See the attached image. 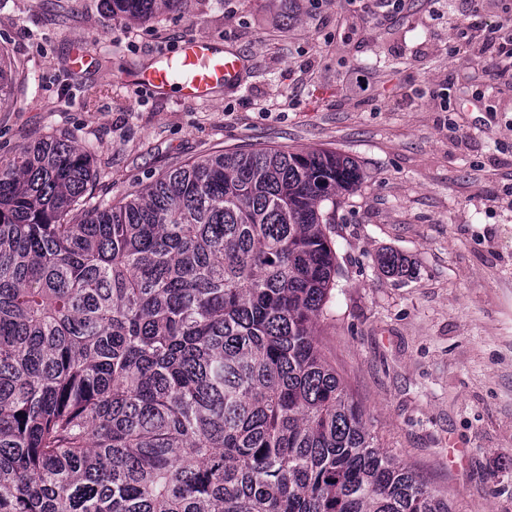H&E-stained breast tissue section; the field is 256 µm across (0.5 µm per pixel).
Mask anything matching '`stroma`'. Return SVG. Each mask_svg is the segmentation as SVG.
Here are the masks:
<instances>
[{
	"instance_id": "1",
	"label": "stroma",
	"mask_w": 512,
	"mask_h": 512,
	"mask_svg": "<svg viewBox=\"0 0 512 512\" xmlns=\"http://www.w3.org/2000/svg\"><path fill=\"white\" fill-rule=\"evenodd\" d=\"M468 0H191L145 23L108 0H0L25 79L0 164L47 136L90 148L120 199L219 151L324 148L362 180L336 206L318 340L381 445L455 512H512V80L458 29ZM188 37L251 59L206 103L119 81ZM90 61L68 62L74 39ZM104 87L96 100L83 90ZM410 276L387 274L385 252ZM464 449L452 462L448 451Z\"/></svg>"
}]
</instances>
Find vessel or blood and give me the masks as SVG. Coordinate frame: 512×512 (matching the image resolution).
Listing matches in <instances>:
<instances>
[{
	"instance_id": "b4317fda",
	"label": "vessel or blood",
	"mask_w": 512,
	"mask_h": 512,
	"mask_svg": "<svg viewBox=\"0 0 512 512\" xmlns=\"http://www.w3.org/2000/svg\"><path fill=\"white\" fill-rule=\"evenodd\" d=\"M245 70V58L221 41L188 38L175 51L156 56L138 72L137 82L158 96L203 103L219 89L238 88Z\"/></svg>"
}]
</instances>
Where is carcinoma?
<instances>
[{"label": "carcinoma", "instance_id": "1", "mask_svg": "<svg viewBox=\"0 0 512 512\" xmlns=\"http://www.w3.org/2000/svg\"><path fill=\"white\" fill-rule=\"evenodd\" d=\"M11 79L1 51L0 105ZM360 180L336 151L240 149L112 203L68 140L0 166V512H452L316 337Z\"/></svg>", "mask_w": 512, "mask_h": 512}]
</instances>
